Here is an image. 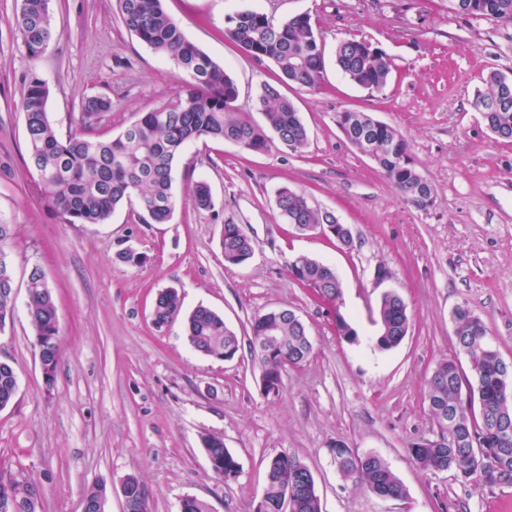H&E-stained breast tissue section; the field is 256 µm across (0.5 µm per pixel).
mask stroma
<instances>
[{
    "label": "stroma",
    "mask_w": 512,
    "mask_h": 512,
    "mask_svg": "<svg viewBox=\"0 0 512 512\" xmlns=\"http://www.w3.org/2000/svg\"><path fill=\"white\" fill-rule=\"evenodd\" d=\"M17 0H0V223L14 267L15 307L0 329V361L17 376L12 402L0 409V475L42 490L40 512H81L85 488L107 489L106 512H124L121 483L136 477L150 512H180L185 498L212 512H254L270 458L306 464L322 512H512V488L463 484L448 471H424L412 444L434 438L428 381L442 360L459 357L452 313L468 305L501 356L512 361V142L495 141L474 106L488 71L512 76V26L452 12L448 0H165L186 37L235 80L236 106L263 125L253 105L278 70L224 36L229 16L254 8L280 22L309 14L325 52L315 88L281 87L309 134L301 153L275 144L248 153L227 141L200 140L173 172L177 205L165 224H149L137 204L103 224H66L45 205L46 192L27 165L22 79L31 71L50 85L48 112L59 132L83 100L112 101L97 130L122 133L142 113L173 96V65L146 48L121 21L117 0H51L54 38L29 57L16 29ZM371 42L388 56L390 83L358 87L337 71L339 40ZM369 113L408 140L434 204L418 210L396 193L374 161L348 141L337 113ZM206 181L213 207L186 198ZM304 192L336 215L352 247L320 232L297 231L275 192ZM255 243L249 262L224 263L225 225ZM133 247L144 265L119 262ZM306 256L333 266L342 283L341 312L358 333H336L332 310L292 281L290 262ZM391 276L376 282L378 267ZM40 270L51 288L59 327L53 385H46L26 307L29 277ZM176 288L182 309L156 329L157 294ZM396 290L410 319L404 341L379 351L378 308ZM221 314L242 343L230 360L195 352L184 321L198 306ZM293 310L313 342L309 361L285 368L279 394L262 388V368L246 338L254 316ZM223 438L239 472L221 481L202 439ZM343 441L382 457L407 488L382 499L344 480L330 447Z\"/></svg>",
    "instance_id": "35a3bbf8"
}]
</instances>
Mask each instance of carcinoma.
<instances>
[{
    "label": "carcinoma",
    "instance_id": "1",
    "mask_svg": "<svg viewBox=\"0 0 512 512\" xmlns=\"http://www.w3.org/2000/svg\"><path fill=\"white\" fill-rule=\"evenodd\" d=\"M125 27L155 54L171 61L190 81L156 109L144 113L121 134L105 138L96 132L100 116L111 110L104 97L82 103V112L71 117L68 134L62 136L48 117V82L37 73L23 79L21 108L26 126L29 166L47 190L46 201L65 224H102L121 205L137 199L141 211L155 224L167 223L175 210L173 170L193 141L237 140L246 152H264L273 140L294 152L308 144V131L293 102L276 87L265 83L255 99L264 114L266 127L245 120L237 112L238 87L224 67L187 39L169 16L163 0H118ZM465 14L502 25H512V0H464ZM17 28L32 57L40 56L54 36L50 0H19ZM224 35L251 58L274 63L279 81L303 87L318 86L325 68L324 48L314 32L311 18L298 14L280 23L266 14L246 9L228 17ZM336 68L349 82L380 91L391 80V67L384 53L364 40L347 39L336 45ZM474 106L494 139L512 141V77L491 71L482 81ZM336 123L361 153L381 169L398 195L419 210L433 205V189L418 173L407 139L394 127L365 112L344 111ZM190 196L196 208L213 207L209 185L195 182ZM277 206L290 224L306 226L334 224L336 216L312 207L306 195L288 187L276 191ZM224 263L240 266L253 248L241 237L237 225H224ZM293 279L322 294L335 310L336 331L349 342L357 331L341 313L342 285L335 270L320 261L301 256L290 265ZM13 287L8 267L0 269V329L12 317L14 296L4 292ZM27 308L38 348L47 363L56 365L58 334L56 307L51 289L39 269L30 275ZM181 310L174 288L160 291L155 299L153 324L166 326ZM380 331L376 348L398 347L409 330L407 307L402 297L390 290L379 307ZM454 336L461 353L469 359L472 378L463 375L455 359L438 363L428 382L429 410L441 438L414 444L408 449L414 463L427 471H452L463 482L477 481L488 487H512V432L502 444L500 428L512 426V376L499 373L504 358L488 336L484 322L467 306L453 311ZM274 329V341L265 345L270 356L260 353L257 342ZM185 336L199 353L211 356L229 349L239 351L237 334L224 319L206 306L196 307L185 320ZM249 347L262 366L263 375L282 378L283 369L298 367L310 357L313 344L304 323L290 309H274L250 323ZM17 390L13 367L0 362V408L7 406ZM205 451L215 467L226 471L239 467L224 448V440L205 437ZM340 476L382 497L403 499L406 487L378 455H360L342 441L331 445ZM297 459L286 454L272 457L266 467L263 488L269 512H321L320 499L292 497L283 508L286 491L298 487L309 468L295 466ZM134 492L130 512H149L139 480L130 477ZM38 487L27 481L0 478V494L8 492L27 499L24 512H37Z\"/></svg>",
    "mask_w": 512,
    "mask_h": 512
}]
</instances>
